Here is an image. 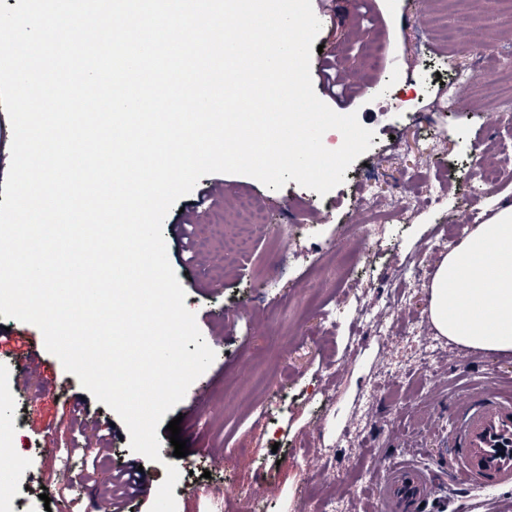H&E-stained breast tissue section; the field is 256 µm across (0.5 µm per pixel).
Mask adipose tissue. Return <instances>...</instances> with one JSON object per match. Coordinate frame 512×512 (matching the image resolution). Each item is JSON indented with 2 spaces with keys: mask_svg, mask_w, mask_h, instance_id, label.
Returning a JSON list of instances; mask_svg holds the SVG:
<instances>
[{
  "mask_svg": "<svg viewBox=\"0 0 512 512\" xmlns=\"http://www.w3.org/2000/svg\"><path fill=\"white\" fill-rule=\"evenodd\" d=\"M436 331L465 346L512 352V205H502L438 264L429 290Z\"/></svg>",
  "mask_w": 512,
  "mask_h": 512,
  "instance_id": "obj_1",
  "label": "adipose tissue"
}]
</instances>
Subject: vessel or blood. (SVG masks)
I'll list each match as a JSON object with an SVG mask.
<instances>
[{
	"instance_id": "1",
	"label": "vessel or blood",
	"mask_w": 512,
	"mask_h": 512,
	"mask_svg": "<svg viewBox=\"0 0 512 512\" xmlns=\"http://www.w3.org/2000/svg\"><path fill=\"white\" fill-rule=\"evenodd\" d=\"M439 453L450 462L448 478L482 490L512 487V397L481 394L461 400ZM440 478L393 462L380 481L379 512H425Z\"/></svg>"
}]
</instances>
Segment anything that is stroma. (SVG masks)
I'll return each mask as SVG.
<instances>
[{
    "label": "stroma",
    "mask_w": 512,
    "mask_h": 512,
    "mask_svg": "<svg viewBox=\"0 0 512 512\" xmlns=\"http://www.w3.org/2000/svg\"><path fill=\"white\" fill-rule=\"evenodd\" d=\"M322 52L311 57L316 95L340 114L357 113L372 130L370 148L326 196L295 181L272 190L244 175L202 177L163 224L169 262L194 312L211 366L159 424L160 461L133 452L121 418L98 402L49 353L41 330L0 317L16 339L0 346V423L16 450L17 512L94 507L102 482L126 462L163 483L179 471L177 512H321L334 495L339 512L378 503L376 483L396 461L436 469L437 437L449 408L476 394L512 395V353H486L437 335L429 286L448 252L454 224L473 212L492 216L512 202V182L468 192L482 154L512 172V0H312ZM454 31L444 44L433 16ZM484 74L455 112L438 108L452 92L444 65ZM428 81L420 89V81ZM414 195L406 224L366 228L364 195L389 194L396 182ZM446 183L441 207L426 196ZM208 191L197 205L199 191ZM267 214L266 232L244 250L225 251L219 235L242 221L241 200ZM405 269L389 285L388 275ZM372 311L378 328L362 332ZM35 353L41 386L19 389L17 361ZM206 392L194 408L197 392ZM267 413L254 412L256 403ZM180 419L189 453L176 457L167 421ZM101 432L109 454L100 480H71L82 461L67 448ZM221 457L222 467L212 465ZM233 483L240 495L219 499ZM447 512H497L498 491L445 482Z\"/></svg>",
    "instance_id": "35a3bbf8"
}]
</instances>
